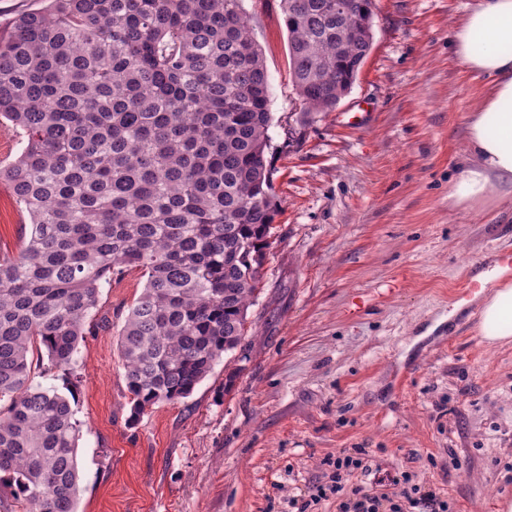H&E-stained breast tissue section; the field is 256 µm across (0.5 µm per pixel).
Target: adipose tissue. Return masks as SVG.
I'll use <instances>...</instances> for the list:
<instances>
[{
    "instance_id": "adipose-tissue-1",
    "label": "adipose tissue",
    "mask_w": 512,
    "mask_h": 512,
    "mask_svg": "<svg viewBox=\"0 0 512 512\" xmlns=\"http://www.w3.org/2000/svg\"><path fill=\"white\" fill-rule=\"evenodd\" d=\"M451 45L466 70L488 81L467 125L463 169L448 194L455 204L476 209L491 189L512 196V0H474ZM480 329L493 346L512 336V287L485 298Z\"/></svg>"
}]
</instances>
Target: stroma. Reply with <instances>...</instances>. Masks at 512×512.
I'll return each mask as SVG.
<instances>
[{"mask_svg":"<svg viewBox=\"0 0 512 512\" xmlns=\"http://www.w3.org/2000/svg\"><path fill=\"white\" fill-rule=\"evenodd\" d=\"M471 2L372 0L350 91L307 116L281 0H242L269 76L277 207L245 339L187 398L131 421L117 339L146 279L102 286L80 382L34 374L67 389L81 424L78 512H337L332 462L356 448L367 468L342 497L394 495L382 477L404 472L449 512L512 503V340H482L484 288L453 296L474 262L512 253V199L479 213L448 201L486 90L449 45ZM346 112L365 118L344 126ZM26 221L0 185V255L19 251Z\"/></svg>","mask_w":512,"mask_h":512,"instance_id":"obj_1","label":"stroma"}]
</instances>
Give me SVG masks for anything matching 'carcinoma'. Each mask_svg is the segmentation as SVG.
Segmentation results:
<instances>
[{
  "label": "carcinoma",
  "instance_id": "carcinoma-1",
  "mask_svg": "<svg viewBox=\"0 0 512 512\" xmlns=\"http://www.w3.org/2000/svg\"><path fill=\"white\" fill-rule=\"evenodd\" d=\"M242 0H47L0 31V123L23 144L0 166L29 217L0 257V473L18 512H78L80 426L34 384L75 355L111 275L146 283L117 345L131 421L189 396L244 340L270 246L269 78ZM305 114L351 88L372 0L339 18L281 0Z\"/></svg>",
  "mask_w": 512,
  "mask_h": 512
}]
</instances>
